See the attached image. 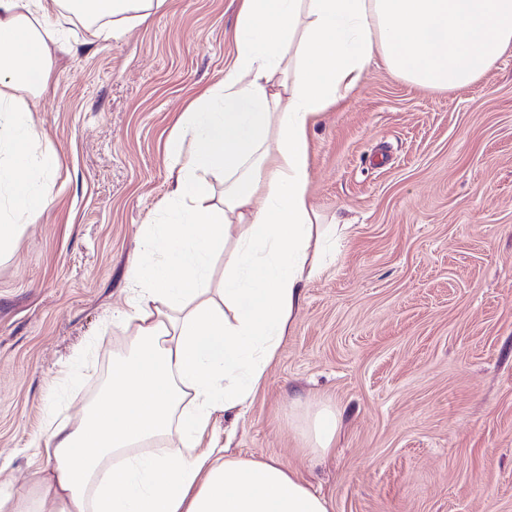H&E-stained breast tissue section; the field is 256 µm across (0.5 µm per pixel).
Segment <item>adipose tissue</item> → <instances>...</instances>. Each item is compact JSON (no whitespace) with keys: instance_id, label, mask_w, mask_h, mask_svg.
<instances>
[{"instance_id":"1","label":"adipose tissue","mask_w":512,"mask_h":512,"mask_svg":"<svg viewBox=\"0 0 512 512\" xmlns=\"http://www.w3.org/2000/svg\"><path fill=\"white\" fill-rule=\"evenodd\" d=\"M166 0H0V247L16 220L33 224L54 201L53 154L16 89L48 82L53 58L32 16L63 9L87 20L144 22ZM235 55L223 78L182 113L166 151L177 172L166 223L130 269L134 333L107 388L76 420L48 419L53 463L39 507L16 491L0 512H333L295 471L225 457L202 445L212 415L245 412L318 270L312 241L336 227L311 201L308 139L319 118L364 79L375 58L429 89H460L512 50V0H239ZM224 176L207 205L206 171ZM224 279L211 285L216 257ZM303 454L325 458L339 412L305 405ZM177 435V460L142 446Z\"/></svg>"}]
</instances>
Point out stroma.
Listing matches in <instances>:
<instances>
[{"instance_id": "obj_1", "label": "stroma", "mask_w": 512, "mask_h": 512, "mask_svg": "<svg viewBox=\"0 0 512 512\" xmlns=\"http://www.w3.org/2000/svg\"><path fill=\"white\" fill-rule=\"evenodd\" d=\"M237 0H167L119 39L67 11L33 114L55 202L0 253V495L29 488L50 410L77 416L131 334L129 270L167 220L166 141L234 56ZM312 203L340 224L245 415L207 445L272 458L334 512H512V50L461 90L373 63L309 134ZM331 402L324 460L294 401Z\"/></svg>"}]
</instances>
